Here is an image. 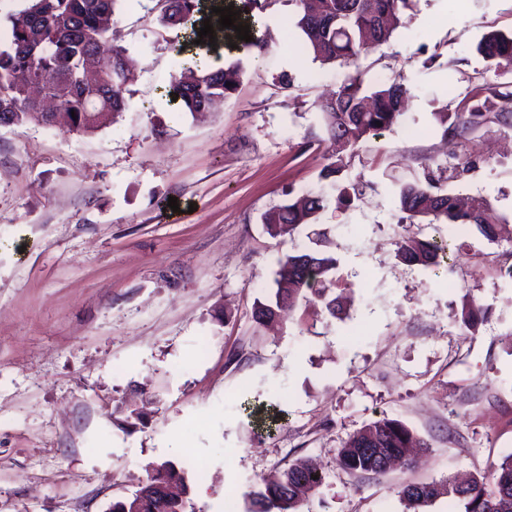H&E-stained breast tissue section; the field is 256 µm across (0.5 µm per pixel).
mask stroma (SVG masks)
Returning a JSON list of instances; mask_svg holds the SVG:
<instances>
[{"instance_id": "obj_1", "label": "stroma", "mask_w": 512, "mask_h": 512, "mask_svg": "<svg viewBox=\"0 0 512 512\" xmlns=\"http://www.w3.org/2000/svg\"><path fill=\"white\" fill-rule=\"evenodd\" d=\"M162 6L121 0L114 16L134 61L114 123L0 129V512H108L166 460L195 512H246L260 477L300 457L324 476L308 512H407L400 483L489 471L512 452V243L463 228L453 271L405 264L401 235L449 233L402 227L395 188L447 167L433 114L492 80L476 46L512 30V0H415L361 55L366 80H409L404 124L346 152L349 200L290 237L263 215L322 187L318 103L353 70L298 52L293 0H270L261 46L223 56L244 65L236 90L215 111H178L162 88L190 55L158 25ZM467 150L477 168L442 189L512 220V131L483 128ZM297 248L336 258L328 286L350 296L347 315L299 306L257 326L255 301ZM468 297L485 309L472 330ZM249 403L285 419L255 437ZM383 416L428 450L379 475L339 469L343 441Z\"/></svg>"}]
</instances>
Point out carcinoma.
<instances>
[{"mask_svg":"<svg viewBox=\"0 0 512 512\" xmlns=\"http://www.w3.org/2000/svg\"><path fill=\"white\" fill-rule=\"evenodd\" d=\"M26 7L6 17L9 36L0 44V119L14 126L37 120L52 125L64 120L73 130L91 133L115 121L126 110V86L133 73L125 50L112 44L113 19L120 0H26ZM296 27L303 35L302 50L321 64L357 63L360 55L389 42L397 24L411 9L412 0H294ZM268 0H241L234 4L240 23L254 26ZM210 19L213 36L203 37L225 46L235 41L236 31L219 25L220 15L205 13L203 0H166L158 17L164 28L189 30L188 40L198 39L202 21ZM476 51L495 75L512 73V31H489ZM37 80L55 97L59 107L52 113L39 108L23 90L20 77ZM236 62L213 68L207 56L195 54L190 65L172 78L165 93L183 112H203L215 101L226 98L240 82ZM411 90L403 76L384 77L369 84L361 72L348 77L329 101L320 105L323 141L332 147L321 178H336L342 171L341 151L354 150L369 138L403 123V109ZM441 136L459 144L469 140L489 123L512 130V84L486 83L465 98L454 112L434 113ZM455 178L476 168L467 155L448 162ZM430 165L423 178L399 186L396 191L399 223L446 224L448 229L473 227L489 241L501 238L504 217L494 214L489 200L478 197L463 203L459 197L438 186ZM327 203L322 193L306 194L301 200L268 210L263 216L273 237L291 236L301 224H309ZM397 256L410 265L441 266L453 272L448 240H414L402 237ZM336 267L332 254L297 250L282 257L276 272L274 296L256 303L253 319L264 325L285 306L298 300L320 304L336 318L341 314L338 299L328 294L325 276ZM427 449L403 422L382 417L365 425L344 441L337 453V465L355 475L382 474L381 458L395 457L409 465L410 452ZM318 471L305 459L293 461L286 469L261 480V487L248 494V512H302L307 495L322 485L314 478ZM175 484L181 495L164 497L157 487ZM139 491L141 497L112 504L115 512L138 504L137 512H187L188 487L185 471L166 461L149 466ZM398 495L412 512L446 497L458 512H512V453L490 473L470 478L460 485L451 475L429 483H402Z\"/></svg>","mask_w":512,"mask_h":512,"instance_id":"1","label":"carcinoma"}]
</instances>
